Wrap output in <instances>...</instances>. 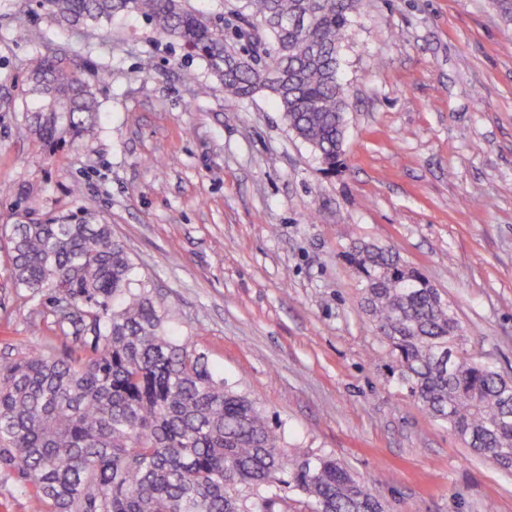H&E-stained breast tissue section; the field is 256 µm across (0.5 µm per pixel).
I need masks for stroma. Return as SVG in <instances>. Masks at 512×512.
<instances>
[{"instance_id":"35a3bbf8","label":"stroma","mask_w":512,"mask_h":512,"mask_svg":"<svg viewBox=\"0 0 512 512\" xmlns=\"http://www.w3.org/2000/svg\"><path fill=\"white\" fill-rule=\"evenodd\" d=\"M39 52L82 69L101 113L47 160L27 121ZM339 72L344 165L327 173L267 93L225 100L140 15L80 34L35 0H0V225L22 191L36 218L103 216L178 335L290 445L371 481L388 512H512V471L473 456L390 374L344 259L356 240L394 245L470 350L512 377V25L491 0H367ZM33 346L66 351L49 299L15 288L0 253V359Z\"/></svg>"}]
</instances>
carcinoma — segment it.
Segmentation results:
<instances>
[{"instance_id":"cac0c4a2","label":"carcinoma","mask_w":512,"mask_h":512,"mask_svg":"<svg viewBox=\"0 0 512 512\" xmlns=\"http://www.w3.org/2000/svg\"><path fill=\"white\" fill-rule=\"evenodd\" d=\"M69 30L137 13L151 33L203 60L240 102L274 99L290 130L328 171L340 165L346 89L339 52L366 0H234L227 33L189 0H39ZM41 107L38 143L93 131L97 101L83 74L49 54L30 60ZM0 227L14 287L53 294L62 339L83 353L31 347L0 361V467L24 480L31 512H385L331 452L290 448L282 424L204 353L168 313L111 225L79 208ZM361 305L387 346L389 369L432 418L478 457L512 468V380L466 349L448 300L392 245L345 254Z\"/></svg>"}]
</instances>
